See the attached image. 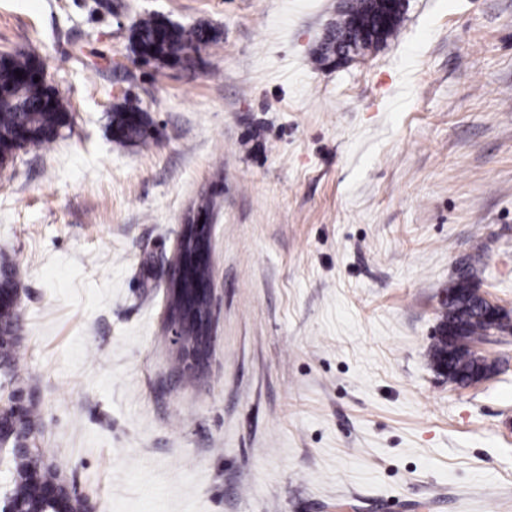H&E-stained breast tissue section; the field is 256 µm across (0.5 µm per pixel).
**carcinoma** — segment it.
<instances>
[{
	"label": "carcinoma",
	"mask_w": 512,
	"mask_h": 512,
	"mask_svg": "<svg viewBox=\"0 0 512 512\" xmlns=\"http://www.w3.org/2000/svg\"><path fill=\"white\" fill-rule=\"evenodd\" d=\"M401 15L387 22L376 39L364 42L363 52L367 53L379 44L393 38L399 31ZM221 38V32L207 24L191 27L175 24L155 14H145L133 21L130 27V47L136 45L154 46L153 54L145 63L162 66L173 60H190L196 64L212 66L202 56L211 45ZM358 40V32L353 28L351 10H342L336 21L328 28L315 52L316 61L324 62L332 56L345 52L352 42ZM44 61L40 55L30 50L12 54L0 64V164L6 163L15 148L18 132L26 130L33 136L36 145L44 148L52 145L61 131L71 126L73 117L63 100L56 94L45 78L34 81V70L40 69ZM22 76H16V72ZM109 128L113 141L118 144L148 146L151 139V120L146 110L123 99L112 105L108 114ZM459 289V294L450 302L443 301L440 324L455 326L462 336L483 340L490 335L491 324L485 320L478 297L472 292L476 287L472 264L451 284ZM21 319L19 306H5L0 309V366L9 368L16 360L18 339L15 334ZM475 372V363L468 355L448 343V379L464 383ZM41 423L35 404H30L25 413L16 420L13 439H25L30 434L40 432ZM12 456V497L23 503L37 499L39 488L30 482L29 472L35 459L24 449L10 448ZM42 480L45 483L61 485L66 492L63 471L57 465L41 463Z\"/></svg>",
	"instance_id": "1"
}]
</instances>
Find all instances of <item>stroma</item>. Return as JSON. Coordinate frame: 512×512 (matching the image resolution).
I'll list each match as a JSON object with an SVG mask.
<instances>
[{
	"label": "stroma",
	"mask_w": 512,
	"mask_h": 512,
	"mask_svg": "<svg viewBox=\"0 0 512 512\" xmlns=\"http://www.w3.org/2000/svg\"><path fill=\"white\" fill-rule=\"evenodd\" d=\"M0 0L73 115L0 166L16 370L90 512H512V335L449 383L429 350L469 259L512 314V0H405L328 66L340 0ZM222 32L217 72L144 65L136 15ZM148 110L149 146L107 113ZM213 194L208 364L178 371L166 266ZM133 114L135 115L133 116ZM108 121L113 140L116 143L144 147L150 144L152 123L147 111L132 105L126 97L123 98V101L112 105Z\"/></svg>",
	"instance_id": "obj_1"
}]
</instances>
